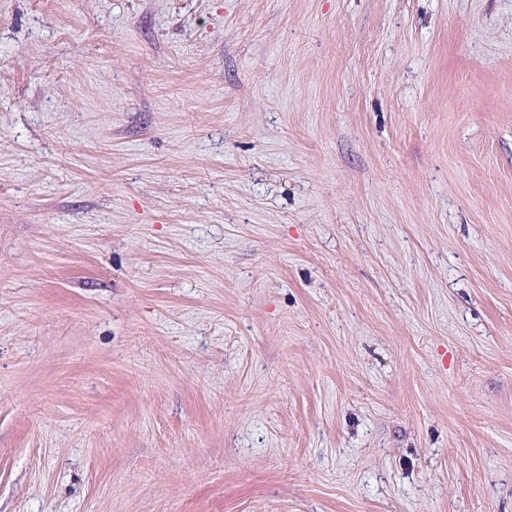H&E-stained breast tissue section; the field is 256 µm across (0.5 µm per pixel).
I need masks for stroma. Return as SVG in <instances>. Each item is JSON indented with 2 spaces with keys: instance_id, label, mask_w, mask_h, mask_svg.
<instances>
[{
  "instance_id": "35a3bbf8",
  "label": "stroma",
  "mask_w": 512,
  "mask_h": 512,
  "mask_svg": "<svg viewBox=\"0 0 512 512\" xmlns=\"http://www.w3.org/2000/svg\"><path fill=\"white\" fill-rule=\"evenodd\" d=\"M0 512H512V0H0Z\"/></svg>"
}]
</instances>
